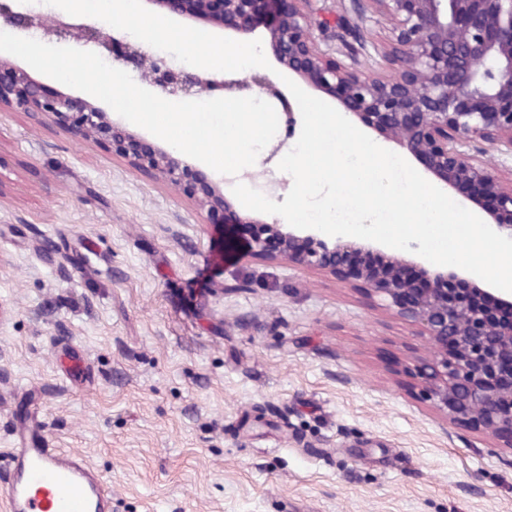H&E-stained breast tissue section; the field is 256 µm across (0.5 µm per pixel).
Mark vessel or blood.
Here are the masks:
<instances>
[{
    "mask_svg": "<svg viewBox=\"0 0 512 512\" xmlns=\"http://www.w3.org/2000/svg\"><path fill=\"white\" fill-rule=\"evenodd\" d=\"M6 512H112V490L78 454L49 447L33 425L21 426L9 450Z\"/></svg>",
    "mask_w": 512,
    "mask_h": 512,
    "instance_id": "vessel-or-blood-1",
    "label": "vessel or blood"
}]
</instances>
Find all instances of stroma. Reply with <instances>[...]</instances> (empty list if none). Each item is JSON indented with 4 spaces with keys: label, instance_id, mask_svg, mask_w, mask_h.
Here are the masks:
<instances>
[{
    "label": "stroma",
    "instance_id": "obj_1",
    "mask_svg": "<svg viewBox=\"0 0 512 512\" xmlns=\"http://www.w3.org/2000/svg\"><path fill=\"white\" fill-rule=\"evenodd\" d=\"M371 0L321 47L393 76ZM181 185L39 112H0V479L26 415L112 512H512V450L447 419L429 348L359 282L224 242Z\"/></svg>",
    "mask_w": 512,
    "mask_h": 512
}]
</instances>
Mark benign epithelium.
<instances>
[{
  "mask_svg": "<svg viewBox=\"0 0 512 512\" xmlns=\"http://www.w3.org/2000/svg\"><path fill=\"white\" fill-rule=\"evenodd\" d=\"M169 15L210 24L237 38L264 22L277 62L312 87L337 94L350 114L421 161L426 169L466 202L481 208L492 228L512 238V183L504 184L477 153L464 148L484 142L512 156V0H372L390 23L397 74L371 78L336 61L318 45L315 32L325 23L308 11L311 0H145ZM45 14L30 4L15 10L0 0V24L32 35L43 30ZM70 36L103 49L114 61L146 74L171 96L251 91L283 105L288 132L296 118L286 97L267 77L202 79L163 57L147 58L113 35L103 38L84 25ZM0 112L36 109L55 117L82 138L112 144L133 168L175 184L189 166L181 154L163 147L142 148L140 139L98 108L80 107L66 95L49 94L26 71L1 60ZM202 211L224 212V223L247 242L254 256L268 262L286 258L295 265L326 271L370 287L403 320L419 327L433 348L415 376L424 393L456 424L484 430L502 448L512 449V294L502 297L450 267L423 265L388 255L365 239L326 240L310 229L268 223L237 211L217 182L197 187ZM347 252L372 253L374 266L352 270L341 262ZM450 283L468 285L463 291ZM494 304L479 306L472 295Z\"/></svg>",
  "mask_w": 512,
  "mask_h": 512,
  "instance_id": "obj_1",
  "label": "benign epithelium"
}]
</instances>
